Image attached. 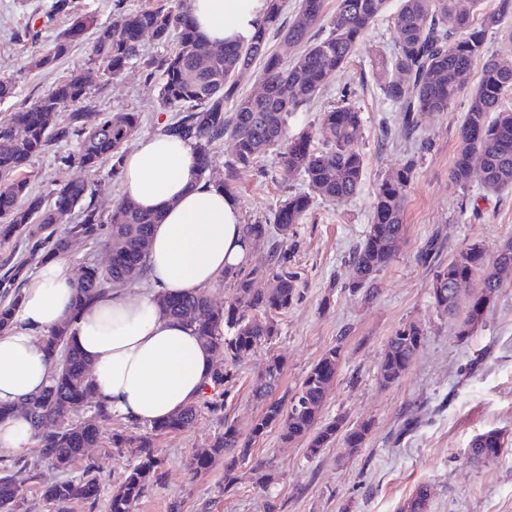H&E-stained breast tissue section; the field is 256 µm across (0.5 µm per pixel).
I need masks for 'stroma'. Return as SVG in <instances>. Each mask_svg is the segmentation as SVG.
Returning a JSON list of instances; mask_svg holds the SVG:
<instances>
[{
	"instance_id": "obj_1",
	"label": "stroma",
	"mask_w": 512,
	"mask_h": 512,
	"mask_svg": "<svg viewBox=\"0 0 512 512\" xmlns=\"http://www.w3.org/2000/svg\"><path fill=\"white\" fill-rule=\"evenodd\" d=\"M159 0H0V79L11 81L14 95L0 102V117L34 103L59 80L83 74L101 112H137L141 134L162 131L172 112L157 98V82L142 65L120 76L104 74L91 61L94 32H86L48 70L31 67L39 50L53 48L74 17L86 15L96 25L115 14L157 6ZM399 0L366 33L359 51L310 105L292 128L317 122L320 112L348 98L360 108L365 124L358 146L365 159L360 191L333 203L316 201L288 240L289 265L302 274L300 299L278 318L279 335L258 348L238 369L224 412H202L186 429L155 440L159 478L150 484L136 512H400L419 486L428 488L426 512H512V273L491 303L483 323L460 337L455 319L437 312L430 299L432 264L419 255L434 244L437 261L447 262L472 242L495 252L512 241V192L483 195L479 186L462 191L448 174L457 148V128L478 85L472 69L465 91L444 112L419 115L413 138H406L396 108L386 100L377 79L378 63L390 58L396 43L394 15ZM75 142L58 143L31 158L26 172L35 192L82 180L95 191L94 202L111 210L122 198L120 179L109 168L95 171L66 162ZM418 154L416 176L407 192L405 241L396 259L377 277L374 297L351 293L349 255L372 221L377 183L395 164ZM236 200L241 220L270 216L289 194L308 191L303 177H282L278 154L261 157L240 173ZM414 322L424 331L418 354L404 377L387 387L378 366L389 337ZM341 345L336 379L321 411L323 421L344 418L355 425L372 421L365 444L346 454L334 442L310 455L306 441L283 442L282 424L257 439L256 453L271 463L269 490L242 479L224 489V463L194 471L193 454L233 422L249 434L261 411L252 389L270 358L283 362L279 393L295 390L321 355ZM101 444L86 460L98 461L103 498L95 504L73 501L66 512H107V495L131 462L127 451L112 446L117 432L131 433L129 422L115 416L100 422ZM490 429L502 432L505 448L493 460L476 461L471 440ZM26 468L16 473L22 486L16 512H55L42 486L54 477L37 447L24 453ZM86 460L77 461L81 472Z\"/></svg>"
}]
</instances>
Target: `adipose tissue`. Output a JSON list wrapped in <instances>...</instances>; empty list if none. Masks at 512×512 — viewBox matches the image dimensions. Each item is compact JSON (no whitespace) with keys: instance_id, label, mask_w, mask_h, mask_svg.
<instances>
[{"instance_id":"obj_1","label":"adipose tissue","mask_w":512,"mask_h":512,"mask_svg":"<svg viewBox=\"0 0 512 512\" xmlns=\"http://www.w3.org/2000/svg\"><path fill=\"white\" fill-rule=\"evenodd\" d=\"M267 0H190L206 42L249 38ZM125 198L157 213L148 245L149 289H121L76 306L66 257L44 259L27 279L14 321L0 333V404L17 407L49 381L54 359L45 338L71 322L75 346L88 358L98 401L138 423L162 421L197 401L214 358L195 330L166 314L160 295L215 285L247 262L238 205L197 176L192 147L156 133L138 139L121 163Z\"/></svg>"}]
</instances>
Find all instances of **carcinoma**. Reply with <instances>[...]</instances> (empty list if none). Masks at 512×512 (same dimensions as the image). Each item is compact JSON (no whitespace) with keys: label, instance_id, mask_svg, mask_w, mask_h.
Here are the masks:
<instances>
[{"label":"carcinoma","instance_id":"carcinoma-1","mask_svg":"<svg viewBox=\"0 0 512 512\" xmlns=\"http://www.w3.org/2000/svg\"><path fill=\"white\" fill-rule=\"evenodd\" d=\"M388 3L336 0V9L328 14L325 0H300L293 20L284 25L280 23L281 0H269L249 39L215 47L200 39L187 0H173L152 9L120 13L110 24L99 27L92 60L104 72L117 76L138 60L144 33H151L160 42L175 39L176 52L148 61L144 67L148 76H160L161 107L180 113L164 131L191 142L197 153L198 177L233 197L239 174L276 150L283 175L303 176L318 197L333 202L360 189L364 156L357 142L363 113L347 102L332 105L321 113L317 128L305 125L292 135L290 117L303 111L345 67ZM481 4L482 0H400L394 16L398 40L391 58L379 63L383 73L380 89L401 112L403 127L412 135L418 128V116L447 111L473 64L482 62L479 83L459 125V146L450 180L460 190L477 183L488 192L498 193L512 189V108L503 104L512 93V60L490 52L487 38L498 32L504 16L512 14V0H498L497 9L486 12ZM92 25L89 16L75 17L53 50L35 56L34 65L53 67ZM317 27L326 30V35L315 36ZM272 32L280 37L279 51L269 46ZM258 60L262 62L258 73L262 93L240 97L232 110H225L224 101L237 88V76ZM95 108L88 81L82 75H72L57 82L34 104L0 119V243L21 244L26 262L65 255L74 239L103 240L111 249L107 265L86 263L78 269L77 308L143 278L146 255L142 243L149 239L152 226L160 222L158 214L144 212L123 199L111 212H101L94 204L91 186L84 181L61 184L46 195L33 191L23 173L30 158L55 143L73 139L78 142V151L62 161H73L87 170L109 164L112 175L120 174L124 149L139 130L140 114L113 112L88 127V113ZM63 111L68 113V120L59 122L57 115ZM226 138L233 142L232 158L224 162V178L214 182L209 175L212 150ZM316 138L322 141L319 150L313 146ZM417 165V158L408 156L378 184L372 223L351 258V293L372 296L377 292L376 276L396 258L404 238L406 193ZM313 205L314 197L306 193L290 194L270 217L244 224L253 242L269 244L268 252L264 262L242 266L224 276L232 287L224 305L216 306L205 290L160 298L163 310L194 327L215 352L218 363L213 367L209 390L200 401L151 424L143 433L112 435V447L131 449L135 463L112 488L108 512H135L158 468L154 438L187 428L204 409L222 412L224 397L236 382L238 363L278 336L276 316L288 311L300 297L301 276L288 267V233ZM76 209L81 213L80 221L58 233L57 225ZM272 224L281 239L271 236ZM24 268L25 262L15 263L9 258L0 264V332L12 324ZM511 268L512 242L492 256L482 244L470 243L448 263L434 267L432 303L440 313L459 319L457 335L466 337L484 319L492 299L503 288L502 271ZM259 279L267 280L269 287H255ZM460 281L476 284L462 318L455 288ZM423 336L421 327L411 322L390 336L379 364L383 384H392L406 373ZM46 345L55 358L50 383L20 410L35 430L33 439L40 445L41 459L58 474L43 485V497L57 507V512H63L68 502L79 499L93 503L102 492L98 465L88 463L81 473L72 474L74 463L98 441L92 422H75L72 416L87 408L95 418L108 419L112 413L95 400L87 363L73 344L70 324L58 327ZM340 356L336 346L326 350L286 401L271 398L283 365L277 358L270 359L254 388L262 406L250 434L244 436L233 424L224 422V431L214 438L209 450L194 455L190 465L203 468L222 456L224 491L238 483L241 476L237 470L242 467L257 486L267 488L271 483L267 462L253 457L252 442L281 419L286 424L283 439L307 440L313 456L337 440L351 450L362 447L372 423L347 427L341 417L320 420ZM504 443L500 431L487 430L472 439L470 455L476 460H493L499 457ZM21 492L12 469L1 468L0 512H16ZM427 504V489L421 487L402 512H426Z\"/></svg>","mask_w":512,"mask_h":512}]
</instances>
